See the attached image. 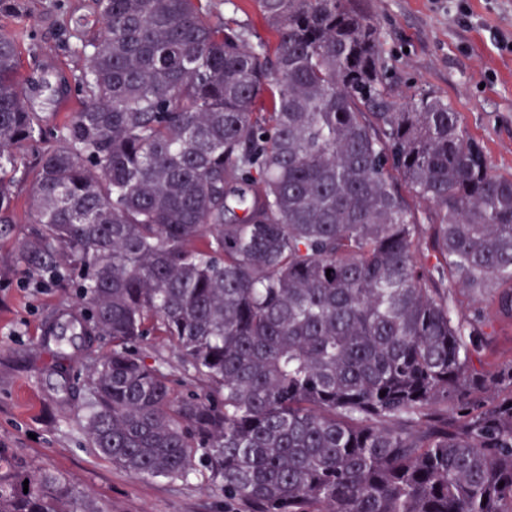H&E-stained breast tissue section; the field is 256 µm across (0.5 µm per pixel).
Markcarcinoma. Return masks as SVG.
<instances>
[{"label":"carcinoma","instance_id":"cac0c4a2","mask_svg":"<svg viewBox=\"0 0 512 512\" xmlns=\"http://www.w3.org/2000/svg\"><path fill=\"white\" fill-rule=\"evenodd\" d=\"M254 5L275 43L208 0H95L53 127L0 27V224L30 182L17 271L80 300L43 342L112 340L59 364L91 447L250 512H512V176L447 100L394 93L354 0ZM0 512L102 510L0 456ZM72 97V107L68 112H59L60 102L66 98ZM27 108L32 112H39L42 116L47 117L54 125H61L69 120L72 112H77L82 107V101L74 94L60 97L54 92L43 90L28 93L26 98ZM494 359L498 363H508L512 360V323L500 321L496 324V336H494Z\"/></svg>","mask_w":512,"mask_h":512}]
</instances>
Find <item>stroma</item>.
I'll return each mask as SVG.
<instances>
[{
    "mask_svg": "<svg viewBox=\"0 0 512 512\" xmlns=\"http://www.w3.org/2000/svg\"><path fill=\"white\" fill-rule=\"evenodd\" d=\"M383 34L382 52L399 95L447 98L479 138L497 172L512 174V0H356ZM28 34L25 70L59 81L64 42L99 27L93 0H9L0 23ZM71 289L20 275L0 280V454L49 469L85 488L102 512H248L202 478L145 479L93 448L80 423L79 384L57 370L59 348L42 344L44 321L72 306Z\"/></svg>",
    "mask_w": 512,
    "mask_h": 512,
    "instance_id": "1",
    "label": "stroma"
}]
</instances>
